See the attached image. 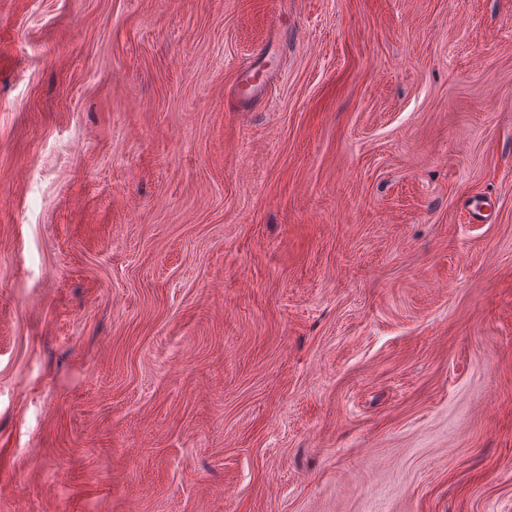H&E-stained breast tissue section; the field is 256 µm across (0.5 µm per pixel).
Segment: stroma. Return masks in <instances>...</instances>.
I'll list each match as a JSON object with an SVG mask.
<instances>
[{
    "label": "stroma",
    "mask_w": 512,
    "mask_h": 512,
    "mask_svg": "<svg viewBox=\"0 0 512 512\" xmlns=\"http://www.w3.org/2000/svg\"><path fill=\"white\" fill-rule=\"evenodd\" d=\"M0 512H512V0H0ZM265 80L258 71L242 74L240 81L231 89V97L240 105H250L264 89Z\"/></svg>",
    "instance_id": "stroma-1"
}]
</instances>
